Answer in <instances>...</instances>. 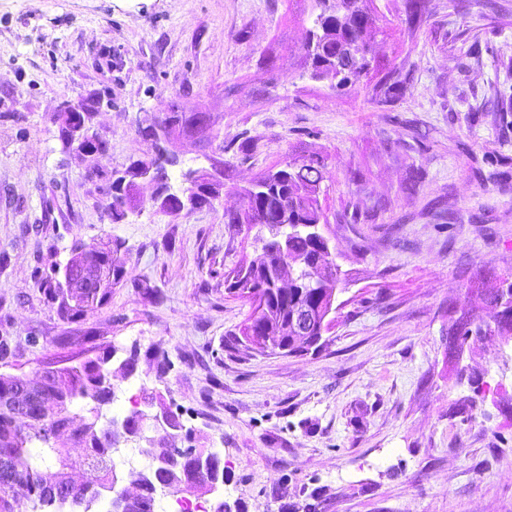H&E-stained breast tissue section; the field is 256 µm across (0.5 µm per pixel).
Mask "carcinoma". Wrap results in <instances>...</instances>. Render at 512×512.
<instances>
[{
  "label": "carcinoma",
  "instance_id": "1",
  "mask_svg": "<svg viewBox=\"0 0 512 512\" xmlns=\"http://www.w3.org/2000/svg\"><path fill=\"white\" fill-rule=\"evenodd\" d=\"M406 21L412 26L420 25L426 14V0H406ZM373 24L370 14L347 12L346 4L338 0H314V13L310 38L305 47L306 58L311 70L332 71L338 75L336 85L355 87L363 83L371 71L379 67L374 43L369 38ZM175 103L168 105L167 111L159 113L154 120L158 129V139L154 151L142 159L145 166L158 170L169 162L170 148L175 133L187 128L199 114L176 112ZM127 183L122 192H114V185L108 184L107 209L115 222L128 214L141 212L143 202L136 199V173L128 170ZM327 178L325 158L319 155L291 156L275 171L260 175L246 190L249 205L246 214L238 212L227 216V223L264 226L272 238L264 241L262 253L246 267H239L224 275V280H238V296L253 300L245 290L254 281L264 285L260 294L266 297L265 307H254L243 332L266 323L276 325L285 322V308L311 306L321 302L320 284L333 289L340 282V272L331 271L329 266L320 263V249L324 245L319 237V224L324 219L319 194L322 182ZM288 215V237L278 236L277 224L282 215ZM303 260L299 275L286 289L278 287V270L283 256ZM81 254L70 260L71 281L76 285L70 294L52 287L55 269H39L36 277L45 285L47 301L58 303L60 314L69 321H77L89 308L106 302L112 287L123 278L124 261L117 251L105 247L97 263L106 268L104 284L100 285L80 276ZM512 282L487 294L486 302L492 308V321L512 314ZM109 357L103 356L88 360L78 367L62 368L57 377L43 390L27 401L28 408L35 411L54 408L57 413L70 415V405L77 400L89 399L95 407L89 410L83 429L96 430L107 424L103 420L101 406L110 403L115 397L112 387V369L107 367ZM6 451L13 459L11 471L0 474V512H13L12 502L22 498L34 503L39 509L57 512L61 505L52 502L51 492L56 486L59 471L75 466L65 449L49 446L39 430L29 421L16 415L0 412V452ZM111 445L101 442L84 447L82 463L96 470L99 479L105 481L112 473ZM188 465L166 468L157 472L158 480L151 484L138 485L133 494L120 492L123 512H154L156 487L163 484L172 494L183 492L204 493L202 485L185 483L184 475Z\"/></svg>",
  "mask_w": 512,
  "mask_h": 512
}]
</instances>
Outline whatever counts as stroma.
<instances>
[{"instance_id": "1", "label": "stroma", "mask_w": 512, "mask_h": 512, "mask_svg": "<svg viewBox=\"0 0 512 512\" xmlns=\"http://www.w3.org/2000/svg\"><path fill=\"white\" fill-rule=\"evenodd\" d=\"M404 5L366 0L380 67L339 90L306 59L314 0H0V373L110 354L106 415L144 393L178 413L192 431L178 445L231 476L211 502L280 512L318 489L324 512H512V335L448 348L452 307L490 317L486 294L512 274V0H428L416 27ZM392 77L406 89L388 99ZM104 90L94 172L57 130L63 101ZM173 98L230 146L176 144L187 169L223 158L221 198L169 214L142 179V211L113 221L107 182ZM291 154L326 159L322 231L342 282L320 348L261 354L224 274L268 230L224 215ZM77 245L118 248L125 275L71 322L33 272Z\"/></svg>"}]
</instances>
